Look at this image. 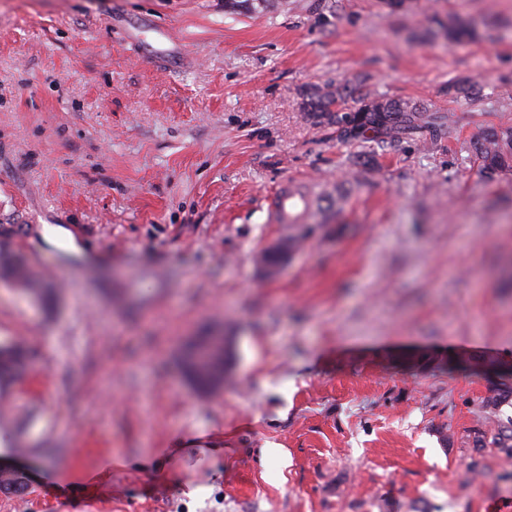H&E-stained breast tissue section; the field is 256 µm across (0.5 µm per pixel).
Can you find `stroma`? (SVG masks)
<instances>
[{
    "label": "stroma",
    "mask_w": 512,
    "mask_h": 512,
    "mask_svg": "<svg viewBox=\"0 0 512 512\" xmlns=\"http://www.w3.org/2000/svg\"><path fill=\"white\" fill-rule=\"evenodd\" d=\"M416 2L0 0V225L32 285L0 280V344L35 353L0 456L34 467L27 512H512L505 463L469 468L487 382L441 368L512 362V172L469 151L512 124V0ZM451 13L499 22L427 39ZM348 81L449 133L349 166L303 110ZM292 183L311 206L282 224ZM217 328L234 366L204 396L177 353ZM303 201L297 195L293 188L287 186L282 187L278 195L274 198L273 209L277 213L279 221L288 224L296 218V210ZM44 240L58 248L69 253H80L81 249L73 234L65 227L57 224L43 225Z\"/></svg>",
    "instance_id": "stroma-1"
}]
</instances>
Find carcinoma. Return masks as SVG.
<instances>
[{
  "label": "carcinoma",
  "instance_id": "cac0c4a2",
  "mask_svg": "<svg viewBox=\"0 0 512 512\" xmlns=\"http://www.w3.org/2000/svg\"><path fill=\"white\" fill-rule=\"evenodd\" d=\"M474 32V21L469 17L450 15L440 25L439 34L448 42H458ZM319 114L323 127L336 131V139L347 142L370 141L380 147L393 138L402 136L441 137L448 133L444 117L423 104L405 102L388 97H373L362 88L346 85L342 91L315 95L309 105ZM472 153L482 166L505 169L512 166V125L501 127L473 143ZM22 232V226L0 225V278H8L19 286L29 283L26 259L6 248L8 238ZM32 360L30 348L22 341L0 346V392L10 389ZM230 357L228 350L215 344L209 333L191 340L190 354L181 367L189 382L201 393L215 392L224 384ZM479 374H494L487 380L488 395L479 401V421L468 435L475 456L473 471H479L485 451L490 450L503 461L512 460V415L503 407H512V365L483 361L469 363Z\"/></svg>",
  "mask_w": 512,
  "mask_h": 512
}]
</instances>
